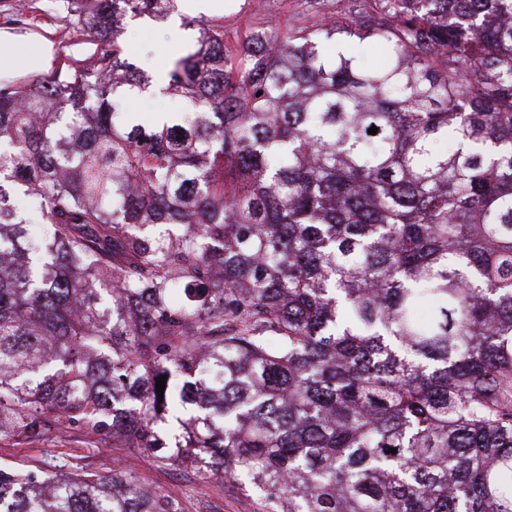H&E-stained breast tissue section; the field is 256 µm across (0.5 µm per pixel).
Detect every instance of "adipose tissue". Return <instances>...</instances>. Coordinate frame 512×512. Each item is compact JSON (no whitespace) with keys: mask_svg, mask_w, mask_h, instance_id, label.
Returning <instances> with one entry per match:
<instances>
[{"mask_svg":"<svg viewBox=\"0 0 512 512\" xmlns=\"http://www.w3.org/2000/svg\"><path fill=\"white\" fill-rule=\"evenodd\" d=\"M53 59V44L37 32L0 28V83L46 71Z\"/></svg>","mask_w":512,"mask_h":512,"instance_id":"obj_1","label":"adipose tissue"}]
</instances>
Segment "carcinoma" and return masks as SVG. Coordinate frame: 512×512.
Instances as JSON below:
<instances>
[{"label":"carcinoma","instance_id":"carcinoma-1","mask_svg":"<svg viewBox=\"0 0 512 512\" xmlns=\"http://www.w3.org/2000/svg\"><path fill=\"white\" fill-rule=\"evenodd\" d=\"M348 2L230 46L186 19L187 108L142 124L120 22L174 0H71L92 60L0 88V432L166 448L179 402L165 460L259 512H512V0ZM16 193L48 232L11 258ZM0 512L176 510L119 469L0 470Z\"/></svg>","mask_w":512,"mask_h":512}]
</instances>
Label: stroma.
<instances>
[{"label":"stroma","instance_id":"obj_1","mask_svg":"<svg viewBox=\"0 0 512 512\" xmlns=\"http://www.w3.org/2000/svg\"><path fill=\"white\" fill-rule=\"evenodd\" d=\"M224 0L227 40H240L251 24L270 20L289 28L306 16L303 0ZM67 0H0V27L17 31L52 30L55 54L52 72L67 71L93 56L95 41L79 32L67 14ZM197 32L182 19L159 23L141 18L139 27H123L118 41L123 56L149 75L168 71L172 61L193 44ZM121 469L145 489L159 492L181 512H254L255 498L221 475H206L198 466L162 460L146 448L115 447L105 434L52 427L33 437L19 430L0 433V469L20 472L48 470L109 474Z\"/></svg>","mask_w":512,"mask_h":512}]
</instances>
